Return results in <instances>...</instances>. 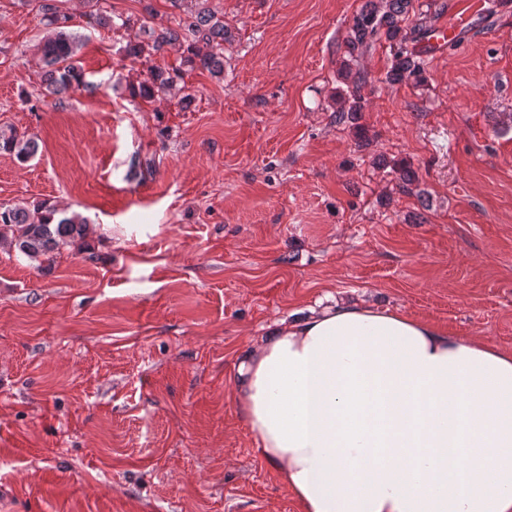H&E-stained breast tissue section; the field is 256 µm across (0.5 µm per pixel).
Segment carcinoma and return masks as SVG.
<instances>
[{
  "mask_svg": "<svg viewBox=\"0 0 512 512\" xmlns=\"http://www.w3.org/2000/svg\"><path fill=\"white\" fill-rule=\"evenodd\" d=\"M38 10L43 20L62 28L57 37L42 47L44 68L42 84L49 95H60L74 86H90L85 81L77 58L80 37L65 32L71 17L64 13L59 0H39ZM415 11L414 0H366L365 5L352 19L344 40L346 52L357 58L384 40L393 50V62L386 72L389 84L412 79L417 83L426 81L427 62L416 43L429 36L431 26L428 16L423 14L410 18ZM230 38L224 27V18L206 6L199 7L179 25V29L166 28L154 32L148 38L140 33H131L125 51L134 60L150 61L162 55L169 47L183 49V65L192 69L208 71L214 77L224 76V41ZM350 79L348 95L342 97L336 112V124L349 125L355 131L358 146L370 141L368 130L358 124L364 108L362 77L358 72L347 71ZM182 80L179 67H153L147 79L132 83V96L152 100L158 93L176 89ZM38 151L35 139L20 136L16 132L0 131V152L7 153L17 161L25 163ZM88 227L80 216H59L54 205L45 202L29 208L24 204H0V245L6 244L30 261L60 250L63 247L84 245Z\"/></svg>",
  "mask_w": 512,
  "mask_h": 512,
  "instance_id": "carcinoma-1",
  "label": "carcinoma"
}]
</instances>
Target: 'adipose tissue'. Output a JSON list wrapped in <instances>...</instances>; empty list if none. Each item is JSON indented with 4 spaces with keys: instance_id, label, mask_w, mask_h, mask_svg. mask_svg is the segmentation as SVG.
Masks as SVG:
<instances>
[{
    "instance_id": "ef3b65f1",
    "label": "adipose tissue",
    "mask_w": 512,
    "mask_h": 512,
    "mask_svg": "<svg viewBox=\"0 0 512 512\" xmlns=\"http://www.w3.org/2000/svg\"><path fill=\"white\" fill-rule=\"evenodd\" d=\"M231 389L300 512H512V351L339 301L282 322Z\"/></svg>"
}]
</instances>
